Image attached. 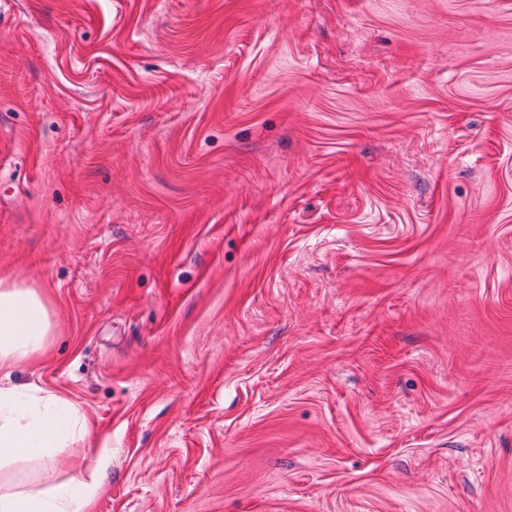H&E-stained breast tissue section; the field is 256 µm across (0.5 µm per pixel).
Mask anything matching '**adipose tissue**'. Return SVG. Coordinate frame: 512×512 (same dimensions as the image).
Returning <instances> with one entry per match:
<instances>
[{"label":"adipose tissue","instance_id":"adipose-tissue-1","mask_svg":"<svg viewBox=\"0 0 512 512\" xmlns=\"http://www.w3.org/2000/svg\"><path fill=\"white\" fill-rule=\"evenodd\" d=\"M49 330L48 308L37 290L0 279V461L44 457L49 449L89 433L84 414L71 399L9 382L12 372L43 347ZM98 490L96 482L81 479L47 490L1 489L0 512H86Z\"/></svg>","mask_w":512,"mask_h":512}]
</instances>
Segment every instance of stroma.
I'll return each mask as SVG.
<instances>
[{
  "instance_id": "obj_1",
  "label": "stroma",
  "mask_w": 512,
  "mask_h": 512,
  "mask_svg": "<svg viewBox=\"0 0 512 512\" xmlns=\"http://www.w3.org/2000/svg\"><path fill=\"white\" fill-rule=\"evenodd\" d=\"M12 384L89 512H512V0H0ZM49 330L48 308L37 290L0 279V461L46 457L48 448L89 434L84 414L71 399L10 384L12 372L43 347Z\"/></svg>"
}]
</instances>
